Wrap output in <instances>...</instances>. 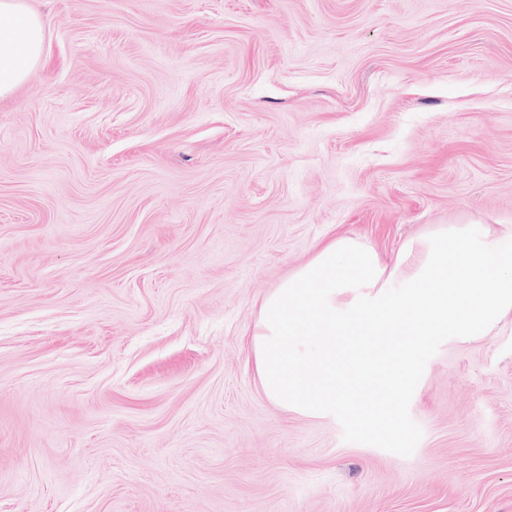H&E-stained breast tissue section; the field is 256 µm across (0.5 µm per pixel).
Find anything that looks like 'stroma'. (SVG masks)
I'll return each mask as SVG.
<instances>
[{
	"label": "stroma",
	"mask_w": 512,
	"mask_h": 512,
	"mask_svg": "<svg viewBox=\"0 0 512 512\" xmlns=\"http://www.w3.org/2000/svg\"><path fill=\"white\" fill-rule=\"evenodd\" d=\"M0 100V512H512V315L445 341L411 456L264 395L260 304L512 224V0H24ZM0 99H6L42 61L45 51L42 18L28 11L23 0H1Z\"/></svg>",
	"instance_id": "obj_1"
}]
</instances>
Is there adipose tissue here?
I'll list each match as a JSON object with an SVG mask.
<instances>
[{"label":"adipose tissue","mask_w":512,"mask_h":512,"mask_svg":"<svg viewBox=\"0 0 512 512\" xmlns=\"http://www.w3.org/2000/svg\"><path fill=\"white\" fill-rule=\"evenodd\" d=\"M43 21L23 0H0V99L8 98L42 61Z\"/></svg>","instance_id":"obj_1"}]
</instances>
